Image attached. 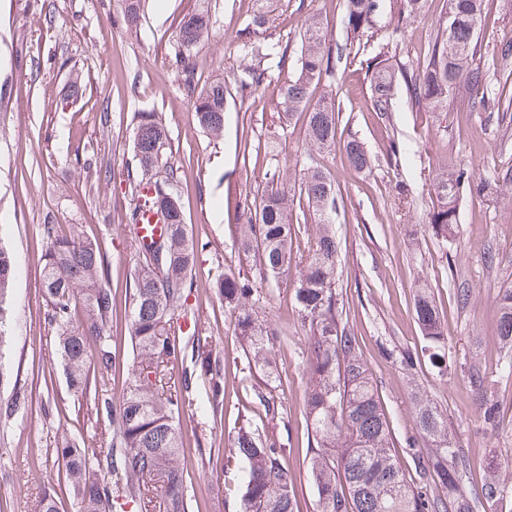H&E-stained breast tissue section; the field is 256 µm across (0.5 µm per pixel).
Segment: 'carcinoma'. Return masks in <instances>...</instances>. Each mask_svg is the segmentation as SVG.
Listing matches in <instances>:
<instances>
[{"label": "carcinoma", "mask_w": 512, "mask_h": 512, "mask_svg": "<svg viewBox=\"0 0 512 512\" xmlns=\"http://www.w3.org/2000/svg\"><path fill=\"white\" fill-rule=\"evenodd\" d=\"M393 16L404 23L419 16L427 0H343L340 24L346 44L357 46L359 66L370 73L371 111L389 118L394 111V88L404 83L411 107L417 112L448 109V100L460 95L481 96L496 110L512 112V100L501 103L489 97L487 71L472 67L482 20L491 0H447L445 16L435 22L426 60L413 68L395 65L386 53L371 50L378 36V17L385 2ZM146 0H122V20L135 28L144 15ZM267 18L253 17L251 26L238 35L237 48L250 57L244 77L229 85L216 71L201 87H194V70L188 60L208 37L212 14L197 11L180 23L175 62L183 66L184 81L195 94L194 114L201 131L216 140L224 132V116L231 91L253 93L269 77L265 60L272 54L285 57L278 43L252 40L250 27L262 28ZM350 57L346 48L327 43L319 16L304 17L296 69L278 81V119L305 114L308 162L300 170L299 198L314 218L306 243L297 241L288 211L294 199L288 182L266 188L254 196L253 210L243 214L239 229L241 251L251 269L265 283H275L290 267L298 269L293 288L295 310L309 328L306 349L308 379L304 410L313 448L308 474L316 491L315 512H503L512 505V483L495 472L471 491H465L468 460L456 448L448 429V415L419 389L411 397V415L418 437L406 439L407 465L393 443L392 427L378 390L360 353L356 337L343 322V308L336 293L339 243L334 224L338 192L335 180L323 170L317 155L343 144L348 165L361 172L372 158L356 139L341 140L340 103L327 93L312 101L313 87L333 75L337 63ZM168 130L153 112L139 113L133 139L135 173L127 174L132 192L146 187L151 196L134 207L127 223L138 224L143 207L169 209L161 237V251L144 247L129 291L130 339L133 350L132 381L115 392L105 374L117 366L112 338L106 327L112 320V289L102 285L107 255L96 238L65 234L57 224L42 225L49 244L41 271V288L55 328L51 357L62 366L73 396L85 402L94 421L112 423L114 435L107 451L80 447L69 440L55 449L63 462V479L72 497L74 512H124L134 504L150 512L160 500L163 512H188L184 484L183 418L200 420L216 416L224 407V363L213 336L200 316H188L186 299L194 288L193 270L204 245L189 233L175 178L160 182L153 171L161 162ZM477 193L501 192L512 187V173L476 177L474 171L439 163L433 176L435 200L429 224L444 240L458 223L457 208L463 188ZM18 272V260L0 245V336L13 314L8 295ZM214 288L225 307L235 314L234 333L248 369L262 373L266 384L279 377L272 356L277 336L258 316L260 292L255 282L232 271L216 279ZM500 337L512 351V286L500 290ZM415 313L425 345L434 363H443L444 327L427 288L418 289ZM190 317V336H180L178 320ZM95 357L101 376L91 379L88 361ZM181 374L171 380V370ZM271 427L259 431L248 415L227 447L226 461L242 463L241 494L235 512H299L292 476L284 464L288 449L275 433L278 406L259 396ZM427 443V454L416 449L417 439ZM38 512H59L56 491L41 489Z\"/></svg>", "instance_id": "carcinoma-1"}]
</instances>
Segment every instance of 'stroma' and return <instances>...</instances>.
<instances>
[{
    "label": "stroma",
    "instance_id": "obj_1",
    "mask_svg": "<svg viewBox=\"0 0 512 512\" xmlns=\"http://www.w3.org/2000/svg\"><path fill=\"white\" fill-rule=\"evenodd\" d=\"M217 22L193 57L198 81L216 68L226 80L245 62L233 37L253 15L269 24L258 41L288 43L285 62L270 59L272 76L294 68L301 18L323 21L330 44L346 42L338 23L343 0H207ZM200 0H149L138 28L119 20L121 0H0V221L9 226L0 239L19 259L13 282L15 314L0 362V512H36V488L57 474L58 441L86 440L107 450L69 391L60 364L53 362L48 306L38 287L47 243L41 227L59 225L99 239L109 262L105 281L115 298L112 345L120 359L112 386L130 379L129 288L140 256L126 215L138 199L126 178L133 133L140 112L156 113L168 128L157 169L175 173V190L194 238L207 242L194 273L189 306L212 332L226 364L224 408L208 419L207 438L217 446L234 436L243 410L254 426L267 420L260 397L274 398L282 418L286 462L299 492L301 512H314L316 492L308 480V434L303 407L307 378L308 328L298 318L292 293L296 270L278 286H262L259 314L278 332L275 354L281 382L269 388L249 377L234 336V316L215 294L216 274L238 266L236 222L266 175L292 178L305 161L306 119L297 114L280 124L274 87L229 102L224 134L210 139L194 118V98L174 63L173 43L182 16ZM447 0H427L423 14L394 30L390 14L380 18L393 37L394 60L423 61L432 25ZM512 41V0H494L479 38L476 64L490 60ZM335 94L341 103L343 138L362 142L371 169L356 172L340 149L322 155L323 166L340 188L336 229L340 264L336 291L344 321L357 336L363 360L395 427L394 443L404 448L413 435L412 384H419L448 416V427L469 461L470 483L485 479L492 461L512 459V379L497 377L505 350L499 339V290L512 285V196L464 194L459 221L449 240L436 238L428 224L435 164L445 159L488 175L512 170V112L487 110L457 99L443 112L413 111L405 91L396 94L391 119L370 110V81L358 65L338 64L315 96ZM409 152L390 161V138ZM253 146H246V139ZM428 284L446 332L443 364L422 355L424 345L414 299ZM415 353L405 365V353ZM494 375L486 398H479L472 369ZM12 416H5L7 407ZM496 419L487 423L486 408ZM186 485L189 512H224L223 458L188 447Z\"/></svg>",
    "mask_w": 512,
    "mask_h": 512
}]
</instances>
